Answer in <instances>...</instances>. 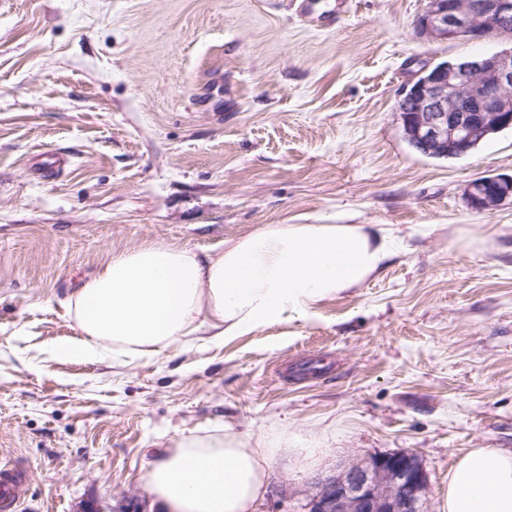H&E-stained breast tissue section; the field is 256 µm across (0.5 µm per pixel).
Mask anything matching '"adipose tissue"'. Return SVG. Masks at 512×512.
Here are the masks:
<instances>
[{
  "instance_id": "1",
  "label": "adipose tissue",
  "mask_w": 512,
  "mask_h": 512,
  "mask_svg": "<svg viewBox=\"0 0 512 512\" xmlns=\"http://www.w3.org/2000/svg\"><path fill=\"white\" fill-rule=\"evenodd\" d=\"M395 245L393 231L372 224H264L215 252L148 243L115 253L68 294L78 337L54 352L93 358L108 347L143 359L292 322L364 284ZM275 456L230 429L184 435L151 463L145 485L161 512H255ZM442 512H512V449L460 457Z\"/></svg>"
}]
</instances>
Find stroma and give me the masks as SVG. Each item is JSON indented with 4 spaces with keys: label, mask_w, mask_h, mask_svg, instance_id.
<instances>
[{
    "label": "stroma",
    "mask_w": 512,
    "mask_h": 512,
    "mask_svg": "<svg viewBox=\"0 0 512 512\" xmlns=\"http://www.w3.org/2000/svg\"><path fill=\"white\" fill-rule=\"evenodd\" d=\"M288 2L0 9V458L25 477L24 512H158L150 462L218 427L326 450L301 472L280 456L258 512H306L317 479L389 452L417 456L423 512H441L461 455L512 448V205L465 196L512 174V131L433 159L396 112L424 68L500 42L419 38L426 0H308L302 17ZM261 224L400 242L305 321L127 365L51 353L77 336L68 293L112 254L219 251ZM459 228L476 249L450 245ZM471 209L496 210L507 202L512 204V175L485 176L471 182L465 191Z\"/></svg>",
    "instance_id": "stroma-1"
}]
</instances>
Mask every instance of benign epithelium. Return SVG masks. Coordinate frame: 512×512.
Masks as SVG:
<instances>
[{"instance_id": "1", "label": "benign epithelium", "mask_w": 512, "mask_h": 512, "mask_svg": "<svg viewBox=\"0 0 512 512\" xmlns=\"http://www.w3.org/2000/svg\"><path fill=\"white\" fill-rule=\"evenodd\" d=\"M512 19V0H427L416 34L433 43L479 40ZM506 48L457 64L424 68L402 95L399 108L406 140L426 156L461 157L492 133L512 130V36ZM476 211L512 204V175L485 176L465 191ZM426 475L405 452L354 458L333 477L316 483L308 512H420Z\"/></svg>"}]
</instances>
